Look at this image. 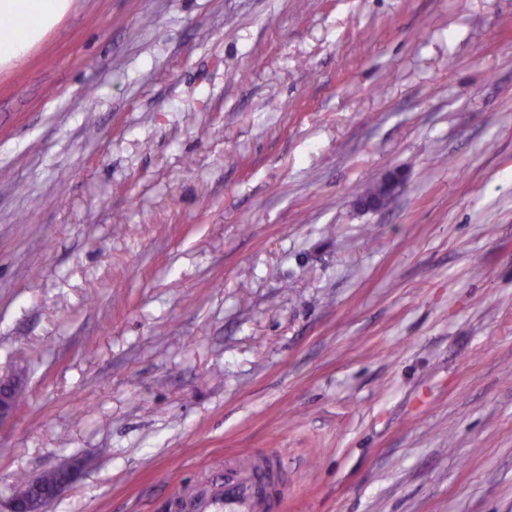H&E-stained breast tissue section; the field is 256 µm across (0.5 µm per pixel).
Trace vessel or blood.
Here are the masks:
<instances>
[{"instance_id": "b4317fda", "label": "vessel or blood", "mask_w": 512, "mask_h": 512, "mask_svg": "<svg viewBox=\"0 0 512 512\" xmlns=\"http://www.w3.org/2000/svg\"><path fill=\"white\" fill-rule=\"evenodd\" d=\"M275 464L272 456L260 461H225L223 481L204 484L190 493L185 502L188 512H269L271 499L264 490V474Z\"/></svg>"}]
</instances>
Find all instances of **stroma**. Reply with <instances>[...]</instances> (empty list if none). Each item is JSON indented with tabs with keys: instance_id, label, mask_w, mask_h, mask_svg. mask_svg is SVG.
<instances>
[{
	"instance_id": "1",
	"label": "stroma",
	"mask_w": 512,
	"mask_h": 512,
	"mask_svg": "<svg viewBox=\"0 0 512 512\" xmlns=\"http://www.w3.org/2000/svg\"><path fill=\"white\" fill-rule=\"evenodd\" d=\"M1 380L0 512L254 455L276 512H512V0H73L0 70ZM47 473L55 476V482L52 484L48 493L40 490V482H49L48 475H42L41 479L34 485L35 493L27 497L30 493L33 481L19 479L16 487V494L11 500V512H44L48 510L50 502L55 499L62 491L69 487L78 477L79 468L53 469Z\"/></svg>"
}]
</instances>
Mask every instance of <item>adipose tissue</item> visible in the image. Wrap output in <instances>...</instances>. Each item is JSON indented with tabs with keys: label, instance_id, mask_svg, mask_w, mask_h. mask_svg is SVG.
I'll list each match as a JSON object with an SVG mask.
<instances>
[{
	"label": "adipose tissue",
	"instance_id": "ef3b65f1",
	"mask_svg": "<svg viewBox=\"0 0 512 512\" xmlns=\"http://www.w3.org/2000/svg\"><path fill=\"white\" fill-rule=\"evenodd\" d=\"M71 6L72 0H0V68L27 56Z\"/></svg>",
	"mask_w": 512,
	"mask_h": 512
}]
</instances>
